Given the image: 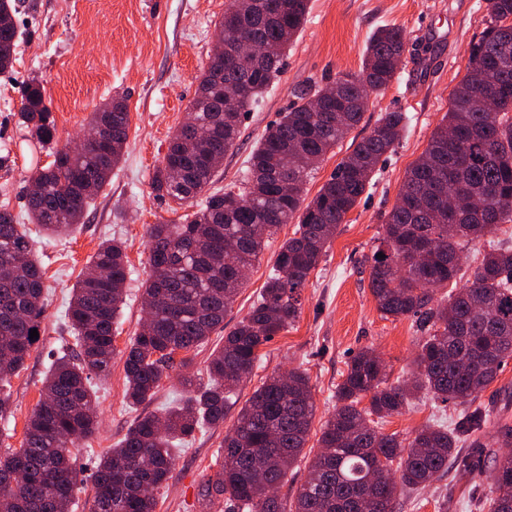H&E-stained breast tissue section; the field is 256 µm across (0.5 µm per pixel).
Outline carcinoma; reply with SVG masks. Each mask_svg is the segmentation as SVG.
Returning <instances> with one entry per match:
<instances>
[{
	"mask_svg": "<svg viewBox=\"0 0 512 512\" xmlns=\"http://www.w3.org/2000/svg\"><path fill=\"white\" fill-rule=\"evenodd\" d=\"M309 0H229L215 39L243 32L266 46L259 58L210 56L197 76L186 121L172 136L151 188L181 205L203 197L179 223L147 229L152 274L144 297L150 307L124 351L125 399L151 401L163 375L185 368L246 283L266 242L296 223L279 247L273 269L246 316L224 336L198 384L179 405L140 416L95 467L93 512H156L155 491L173 478L174 441L224 424L238 383L252 374L259 348L295 323L301 291L321 263L346 215L370 187L380 159L393 149L409 118L386 112L310 201L305 186L326 154L357 126L369 98L399 78L406 40L395 26L379 28L357 74L336 77L335 97L321 112L312 99L322 88H300L295 101L266 128L236 188L210 190L215 157L236 146L247 111L282 72L288 45L301 30ZM490 21L472 44L467 74L428 145L405 172L398 202L383 224L369 272V288L383 317H413L421 332L409 377L388 382L369 348L353 354L336 385V406L324 421L319 450L304 448L315 414L307 374H273L238 410L221 445L222 465L206 492L224 497L227 512H397L401 496L453 468L471 475L477 461L462 446L480 447L489 414L477 404L502 364L512 358V246L486 253L461 288L434 301V290L459 278L457 258L473 243L512 223V0H488ZM14 0H0V74L14 70L21 33ZM245 90L238 108L224 110V88ZM19 124L41 146L55 139L44 88L25 85ZM101 124L104 143L50 151L30 177L26 205L46 234L70 232L124 155L127 98L113 96L92 113L86 135ZM127 246L103 241L91 260L94 276L72 288L68 319L73 342L51 363L43 395L18 448L0 452V512H70L79 474L76 442L95 434L91 375H107L116 355L115 332L124 305ZM384 257L379 258L377 254ZM44 269L24 225L0 209V425L13 417L10 378L24 368L43 311ZM424 393L461 407L453 429L426 424L405 441L383 434L375 420L402 414ZM368 405H362L363 401ZM308 477L289 504L277 490L298 462ZM485 512H512V457L491 461Z\"/></svg>",
	"mask_w": 512,
	"mask_h": 512,
	"instance_id": "1",
	"label": "carcinoma"
}]
</instances>
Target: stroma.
Listing matches in <instances>:
<instances>
[{
    "instance_id": "1",
    "label": "stroma",
    "mask_w": 512,
    "mask_h": 512,
    "mask_svg": "<svg viewBox=\"0 0 512 512\" xmlns=\"http://www.w3.org/2000/svg\"><path fill=\"white\" fill-rule=\"evenodd\" d=\"M16 4L15 19L23 37L14 73L0 74V97L9 98L8 105L0 107V150L11 151L8 166L0 168V209L26 225L45 268L47 290L39 339L25 369L11 379L15 417L0 444L20 446L53 356L70 342L67 310L73 285L86 274L103 240H125L129 267L126 303L114 341L117 354L107 377L91 379L98 430L74 450L80 483L71 512H90L98 457L119 442L139 413H160L175 405L185 393L182 376L206 382L208 358L224 340L223 330L216 331L186 370L174 369L163 376L151 402L138 409L127 406L123 352L144 318L142 284L150 275L147 227L177 221L193 211L192 206L175 207L157 199L151 179L184 121L228 0H16ZM488 21L486 0H309L306 22L286 51L282 73L245 117L236 147L224 156L216 182L220 188L239 182L251 151L291 105L295 89L309 83L322 86L341 74L359 72L365 46L378 28L404 29L408 45L399 80L371 97L361 122L327 153L308 181L307 197H314L329 179L352 139L366 136L384 113H407V128L394 150L379 162L370 187L339 225L310 275L296 322L260 347L251 376L238 387L240 399L245 400L271 374L291 368L305 371L316 404L309 448L318 446L321 425L334 410L336 386L352 352L375 349L393 383L405 379L412 369L418 336L415 322L386 318L378 311L369 288V260L405 171L441 124L451 93L467 72L470 45ZM30 81L45 89L60 147L82 137L91 113L105 100L115 95L128 98L124 159L84 223L61 237L48 236L29 223L25 209L28 180L48 160L47 150L18 123L21 96ZM293 231V225H284L269 240L225 316V328L248 313L271 271L274 253ZM481 400L492 418L512 420V359L502 365ZM457 414L455 406L423 397L403 414L386 418L379 428L405 438L431 421L453 426ZM225 432L222 426L209 427L177 447L173 477L156 493L157 512H224L223 502L205 500L201 492L219 470ZM489 489L485 476L467 481L451 473L406 494L399 512H475V503Z\"/></svg>"
}]
</instances>
